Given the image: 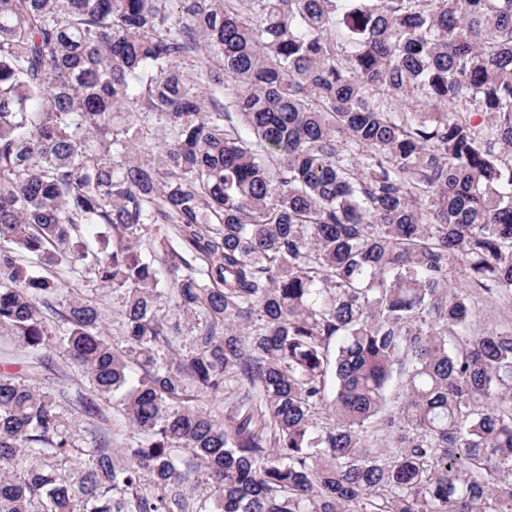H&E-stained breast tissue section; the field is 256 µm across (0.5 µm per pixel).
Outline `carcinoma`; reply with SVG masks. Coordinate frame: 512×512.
<instances>
[{"label":"carcinoma","instance_id":"carcinoma-1","mask_svg":"<svg viewBox=\"0 0 512 512\" xmlns=\"http://www.w3.org/2000/svg\"><path fill=\"white\" fill-rule=\"evenodd\" d=\"M488 303L512 0H0V512H512ZM59 278L62 283L64 297H86L88 295H93V292L91 291L92 288H98L89 282L84 281V278L78 275L72 276L66 270L60 272ZM97 299L101 303V306L106 310V328L109 336H111L112 339L120 340L121 335L119 333V329L121 316L119 312V305L112 299V292L108 290L98 291ZM52 364L47 369H39V375L32 377L36 386L55 390H70L77 383H82L73 372L72 365L65 353L60 350L51 354Z\"/></svg>","mask_w":512,"mask_h":512}]
</instances>
